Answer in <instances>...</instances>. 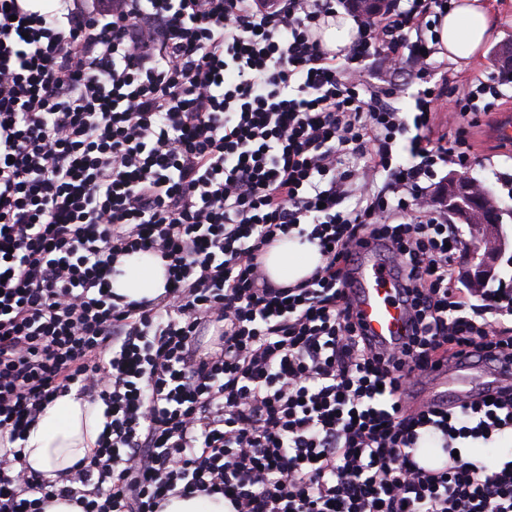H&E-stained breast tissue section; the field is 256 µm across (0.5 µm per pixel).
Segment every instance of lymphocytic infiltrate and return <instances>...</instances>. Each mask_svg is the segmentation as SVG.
<instances>
[{"label": "lymphocytic infiltrate", "instance_id": "lymphocytic-infiltrate-1", "mask_svg": "<svg viewBox=\"0 0 512 512\" xmlns=\"http://www.w3.org/2000/svg\"><path fill=\"white\" fill-rule=\"evenodd\" d=\"M23 2L0 0V512L197 492L232 512H512V459L470 452L512 439V391L422 406L413 383L440 350L512 367V284L471 303L458 229L425 200L503 98L492 79L428 86L452 0H393L337 52L317 35L334 0ZM401 73L422 84L409 114ZM293 232L323 263L283 286L264 256ZM360 242L401 283L398 348L353 318ZM138 251L165 292L126 302L112 273ZM73 388L106 423L61 486L15 443ZM426 438L439 470L416 462Z\"/></svg>", "mask_w": 512, "mask_h": 512}]
</instances>
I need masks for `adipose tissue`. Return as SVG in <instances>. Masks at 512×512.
Listing matches in <instances>:
<instances>
[{
    "instance_id": "ef3b65f1",
    "label": "adipose tissue",
    "mask_w": 512,
    "mask_h": 512,
    "mask_svg": "<svg viewBox=\"0 0 512 512\" xmlns=\"http://www.w3.org/2000/svg\"><path fill=\"white\" fill-rule=\"evenodd\" d=\"M494 26V17L483 0H456L440 21L439 42L452 58H470L483 47ZM323 262L316 244L296 236L277 241L265 255L272 281L295 285L308 278ZM112 277L114 294L127 300L155 298L163 294L165 270L160 258L145 251L122 256ZM105 406L77 391L46 404L37 423L22 441L28 468L54 479L69 473L77 462L90 456L103 430Z\"/></svg>"
}]
</instances>
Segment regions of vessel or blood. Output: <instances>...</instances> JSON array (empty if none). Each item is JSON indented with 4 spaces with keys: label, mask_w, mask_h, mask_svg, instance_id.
I'll list each match as a JSON object with an SVG mask.
<instances>
[{
    "label": "vessel or blood",
    "mask_w": 512,
    "mask_h": 512,
    "mask_svg": "<svg viewBox=\"0 0 512 512\" xmlns=\"http://www.w3.org/2000/svg\"><path fill=\"white\" fill-rule=\"evenodd\" d=\"M489 138L502 146L512 145V114H498L488 131ZM356 308L370 334L383 343L400 341L408 333V317L395 295L396 284L386 264L376 253H366L355 273ZM512 382V375L498 372L485 374L479 367L465 363L455 369L440 367L422 379L421 401L440 403L445 388H452L456 400H470L472 388L496 387Z\"/></svg>",
    "instance_id": "b4317fda"
}]
</instances>
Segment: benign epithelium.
Instances as JSON below:
<instances>
[{
  "mask_svg": "<svg viewBox=\"0 0 512 512\" xmlns=\"http://www.w3.org/2000/svg\"><path fill=\"white\" fill-rule=\"evenodd\" d=\"M351 8L366 18L379 15L388 0H349ZM434 203L460 224L468 226L471 239L464 243L465 264L461 279L473 293H480L496 277L507 244L500 233L502 207L489 189L478 188L465 173L452 171L431 193Z\"/></svg>",
  "mask_w": 512,
  "mask_h": 512,
  "instance_id": "7a95c632",
  "label": "benign epithelium"
}]
</instances>
